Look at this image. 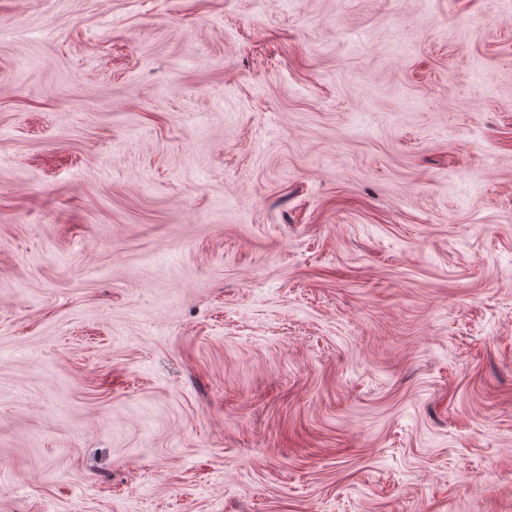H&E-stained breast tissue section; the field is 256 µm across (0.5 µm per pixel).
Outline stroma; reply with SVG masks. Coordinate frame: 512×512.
<instances>
[{
  "label": "stroma",
  "mask_w": 512,
  "mask_h": 512,
  "mask_svg": "<svg viewBox=\"0 0 512 512\" xmlns=\"http://www.w3.org/2000/svg\"><path fill=\"white\" fill-rule=\"evenodd\" d=\"M0 512H512V0H0Z\"/></svg>",
  "instance_id": "stroma-1"
}]
</instances>
